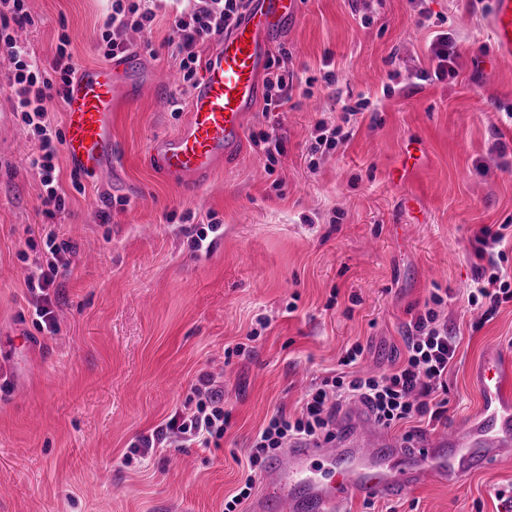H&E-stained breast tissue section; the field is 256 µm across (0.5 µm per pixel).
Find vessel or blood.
Here are the masks:
<instances>
[{
	"mask_svg": "<svg viewBox=\"0 0 512 512\" xmlns=\"http://www.w3.org/2000/svg\"><path fill=\"white\" fill-rule=\"evenodd\" d=\"M302 0H249L239 23L203 61L202 76L179 131L156 140L150 156L172 181L201 183L242 145L246 120L262 95L261 76L278 33L297 22ZM489 26L503 56H512V0H491ZM136 54L81 69L63 98V148L79 174L112 164V112L149 82ZM477 420L410 443L380 429L364 407L331 442L297 441L268 458L248 512H341L353 496L396 498L433 481L458 485L512 453V358L491 352L473 372Z\"/></svg>",
	"mask_w": 512,
	"mask_h": 512,
	"instance_id": "obj_1",
	"label": "vessel or blood"
}]
</instances>
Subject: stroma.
Wrapping results in <instances>:
<instances>
[{"mask_svg": "<svg viewBox=\"0 0 512 512\" xmlns=\"http://www.w3.org/2000/svg\"><path fill=\"white\" fill-rule=\"evenodd\" d=\"M188 0H158L151 30H127L154 73L112 114V167L92 179L58 154L65 207L46 214L32 159L39 134L0 86V512H224L253 436L275 411L295 415L313 379L340 372L354 344L387 371L432 295L461 338L440 420L392 428L419 438L477 418L472 371L512 354V301L468 309L480 228L512 225V59L499 57L488 0H304L271 57L297 76L282 110L250 114L238 157L200 186L162 177L150 146L185 119L172 20ZM16 29L44 71L61 38L77 67L104 63L98 41L112 0H29ZM460 36L456 78L428 80L431 29ZM331 62L336 88L322 80ZM348 139L309 169L318 120ZM275 134L265 169L251 136ZM70 242L48 290L54 333L29 304L25 268L49 258L47 225ZM219 225L209 251L196 229ZM244 344L241 354L225 349ZM222 373L231 423L216 448L136 439L179 412L200 378ZM512 456L456 487L434 482L398 499L350 500L343 512H503Z\"/></svg>", "mask_w": 512, "mask_h": 512, "instance_id": "35a3bbf8", "label": "stroma"}]
</instances>
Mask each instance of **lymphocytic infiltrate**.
Masks as SVG:
<instances>
[{
	"instance_id": "f902f5d3",
	"label": "lymphocytic infiltrate",
	"mask_w": 512,
	"mask_h": 512,
	"mask_svg": "<svg viewBox=\"0 0 512 512\" xmlns=\"http://www.w3.org/2000/svg\"><path fill=\"white\" fill-rule=\"evenodd\" d=\"M0 6L11 16L10 22L0 24V59L13 64L7 74V84L16 97L15 107L22 122L41 135L40 153L33 164L39 169L45 187L42 204L46 212L51 213L64 204L58 192L55 165L56 143L62 134L51 125L44 103L52 96L63 95L76 67L65 38L57 47L52 73H45L36 60L26 58L9 29L13 23H31L26 0H0ZM246 7L247 0H195L189 12L175 17L173 42L185 90H192L196 85L201 64L200 47L229 31L239 22ZM154 17L150 0H112V14L106 31L101 34L106 44L105 58L128 51L121 32L144 31ZM429 57L435 79L455 77L461 57L455 35L435 34L429 44ZM505 240L504 232L487 227L475 235L473 254L481 265L467 296L469 306L492 311L512 300V276L503 272L495 260ZM46 246L51 262L44 267L31 268L26 285L34 297L36 316L50 329L54 318L45 292L58 274L57 257L69 253L71 246L53 232L47 234ZM443 302L442 296H433L431 307L412 317L403 338V361L394 370L372 374L357 371L356 364L363 349L358 344L348 349L341 360L345 372L325 377L314 385L303 398L297 416L291 418L275 413L255 434L249 455L250 467H263L272 454L296 440L332 441L337 409L354 400L365 404L376 422L386 427L417 418H440L448 404V370L459 345L458 336L438 311ZM196 397L195 403L185 405L181 413L164 425L140 436L135 445L137 453L149 456L165 443L200 448L218 444L230 424V414L224 409V390L214 378L206 375L199 381Z\"/></svg>"
}]
</instances>
